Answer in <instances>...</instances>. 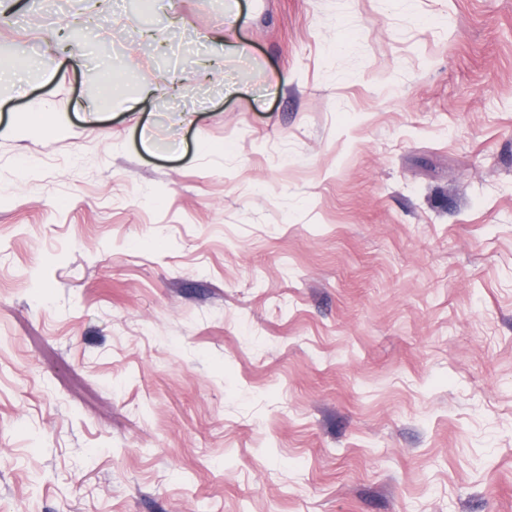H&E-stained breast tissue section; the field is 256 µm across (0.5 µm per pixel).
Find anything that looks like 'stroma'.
Segmentation results:
<instances>
[{
  "label": "stroma",
  "instance_id": "obj_1",
  "mask_svg": "<svg viewBox=\"0 0 512 512\" xmlns=\"http://www.w3.org/2000/svg\"><path fill=\"white\" fill-rule=\"evenodd\" d=\"M0 49L54 72L0 78V512H512V0H0Z\"/></svg>",
  "mask_w": 512,
  "mask_h": 512
}]
</instances>
